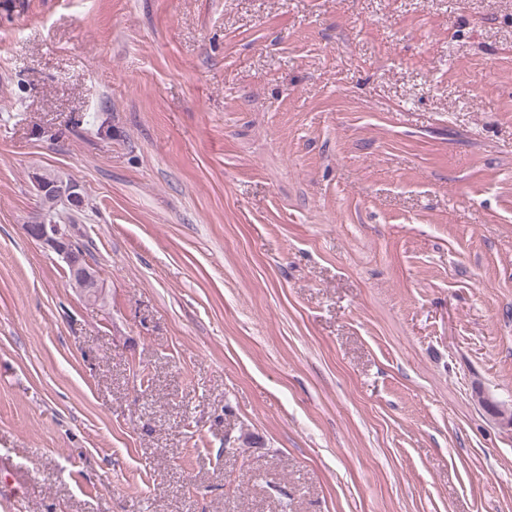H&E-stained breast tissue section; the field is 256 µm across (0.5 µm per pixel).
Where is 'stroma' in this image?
Here are the masks:
<instances>
[{"mask_svg": "<svg viewBox=\"0 0 512 512\" xmlns=\"http://www.w3.org/2000/svg\"><path fill=\"white\" fill-rule=\"evenodd\" d=\"M486 398L512 0H0V512H512ZM46 173L49 174L48 172L42 174ZM42 174H37L34 178L42 217L35 221L34 224H26L24 230L30 238L40 243L43 248L51 250L63 257L68 266L70 283L74 288L80 291L100 295V288L103 287L99 278V273L85 261L79 252L75 250L71 237L61 228V223L66 224L65 222H62V217H59V214L54 212L56 216L55 218L53 216V219L59 224H55L53 220H49V213L54 211L59 205H63L66 208H75L84 204V196L80 185L72 180H61L55 174L51 173V175L55 176L58 180V183L55 184V186L61 185V188L58 191L59 197L56 203L49 207L51 204L43 202L42 197L53 187V184L51 183L55 182L53 179H50L46 181L50 184L47 185L41 179ZM65 209L62 208V211H65L69 223H72V213H69Z\"/></svg>", "mask_w": 512, "mask_h": 512, "instance_id": "obj_1", "label": "stroma"}]
</instances>
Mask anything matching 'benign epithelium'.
Segmentation results:
<instances>
[{"instance_id": "obj_1", "label": "benign epithelium", "mask_w": 512, "mask_h": 512, "mask_svg": "<svg viewBox=\"0 0 512 512\" xmlns=\"http://www.w3.org/2000/svg\"><path fill=\"white\" fill-rule=\"evenodd\" d=\"M34 182L42 217L32 224L24 225V230L30 238L40 243L43 248L63 257L68 266L70 283L74 288L96 295L100 294L102 284L98 271L91 267L83 256L75 250L71 237L62 230L61 225L50 220V213L59 205L75 208L84 204V196L80 185L72 180L62 181L56 204L51 206L42 200L51 186L47 185L39 174L34 177Z\"/></svg>"}]
</instances>
